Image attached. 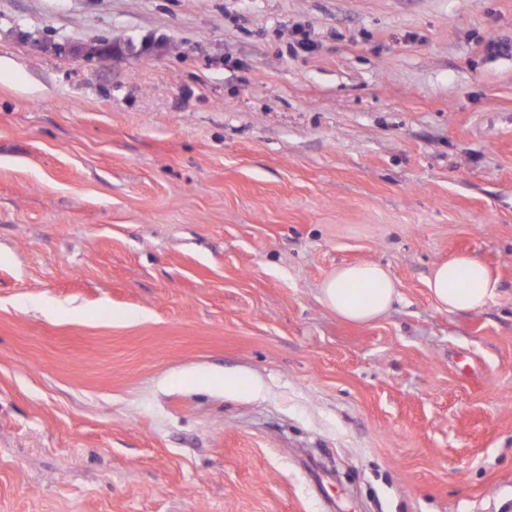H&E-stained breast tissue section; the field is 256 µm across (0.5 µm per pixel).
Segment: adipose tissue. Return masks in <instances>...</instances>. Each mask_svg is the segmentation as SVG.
<instances>
[{"label": "adipose tissue", "instance_id": "adipose-tissue-1", "mask_svg": "<svg viewBox=\"0 0 512 512\" xmlns=\"http://www.w3.org/2000/svg\"><path fill=\"white\" fill-rule=\"evenodd\" d=\"M428 287L438 308L451 314L484 308L498 283L483 263L464 255L434 266ZM398 298L395 281L377 263L341 265L319 287L320 301L351 323H368L387 313Z\"/></svg>", "mask_w": 512, "mask_h": 512}]
</instances>
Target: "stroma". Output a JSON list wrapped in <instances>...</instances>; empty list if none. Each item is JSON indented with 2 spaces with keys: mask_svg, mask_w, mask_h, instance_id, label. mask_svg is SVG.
Listing matches in <instances>:
<instances>
[{
  "mask_svg": "<svg viewBox=\"0 0 512 512\" xmlns=\"http://www.w3.org/2000/svg\"><path fill=\"white\" fill-rule=\"evenodd\" d=\"M0 512H512V0H0ZM428 287L438 308L448 314L480 310L498 293V282L480 260L469 255L434 266ZM397 298L395 281L380 264L371 262L337 266L319 287L320 301L351 323L380 318Z\"/></svg>",
  "mask_w": 512,
  "mask_h": 512,
  "instance_id": "stroma-1",
  "label": "stroma"
}]
</instances>
